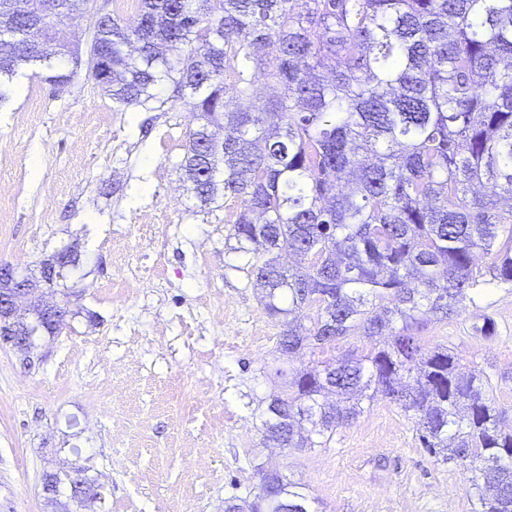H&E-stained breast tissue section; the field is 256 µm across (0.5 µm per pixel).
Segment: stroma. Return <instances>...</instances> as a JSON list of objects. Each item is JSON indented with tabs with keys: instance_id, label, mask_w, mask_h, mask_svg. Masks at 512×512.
Segmentation results:
<instances>
[{
	"instance_id": "obj_1",
	"label": "stroma",
	"mask_w": 512,
	"mask_h": 512,
	"mask_svg": "<svg viewBox=\"0 0 512 512\" xmlns=\"http://www.w3.org/2000/svg\"><path fill=\"white\" fill-rule=\"evenodd\" d=\"M23 77L0 104V264L77 261L54 281L60 333L0 346V512H51L42 476L75 463L101 486L94 512H224L253 500L261 467L303 484L317 512H471L469 465L421 448L381 398L326 447H265L280 326L230 249L238 203L202 210L182 187L189 112L119 111L84 71L64 86ZM156 263L164 279L124 288L127 266ZM422 336L484 368L512 413V290Z\"/></svg>"
}]
</instances>
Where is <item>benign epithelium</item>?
<instances>
[{
    "mask_svg": "<svg viewBox=\"0 0 512 512\" xmlns=\"http://www.w3.org/2000/svg\"><path fill=\"white\" fill-rule=\"evenodd\" d=\"M70 251L63 250L45 264L39 275H19L8 264L0 265V344L20 352L30 351L43 325L59 326L65 314L36 297L50 283L58 267L69 264Z\"/></svg>",
    "mask_w": 512,
    "mask_h": 512,
    "instance_id": "obj_1",
    "label": "benign epithelium"
}]
</instances>
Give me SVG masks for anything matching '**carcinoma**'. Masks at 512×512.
Listing matches in <instances>:
<instances>
[{"label": "carcinoma", "mask_w": 512, "mask_h": 512, "mask_svg": "<svg viewBox=\"0 0 512 512\" xmlns=\"http://www.w3.org/2000/svg\"><path fill=\"white\" fill-rule=\"evenodd\" d=\"M0 0V103L25 66L52 85L84 66L122 111L187 106L180 164L205 209L240 201L232 250L287 356L376 340L363 355L278 369L264 440L324 448L381 397L416 419L429 453L470 465L472 512H512V426L483 368L463 371L422 317L512 288V0H137L135 15H88L47 0L36 16ZM301 8H296V5ZM90 17V46L56 39ZM508 202V209L500 207ZM297 257L284 266L280 253ZM491 255L474 272L477 255ZM314 310L311 325L296 317ZM96 481L47 482L58 505ZM302 485L261 474L249 510L315 512Z\"/></svg>", "instance_id": "cac0c4a2"}]
</instances>
